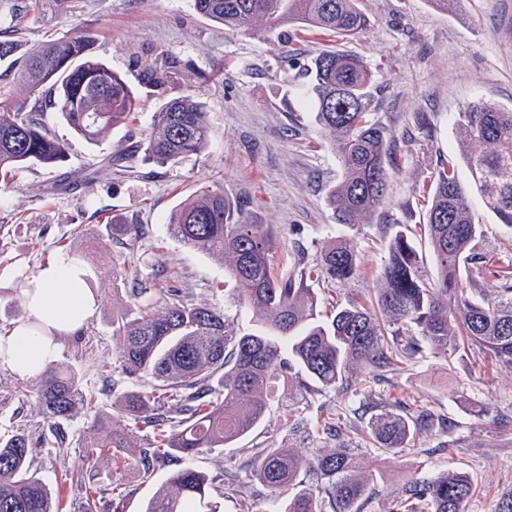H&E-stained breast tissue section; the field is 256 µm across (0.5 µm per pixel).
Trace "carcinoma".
<instances>
[{"label": "carcinoma", "mask_w": 512, "mask_h": 512, "mask_svg": "<svg viewBox=\"0 0 512 512\" xmlns=\"http://www.w3.org/2000/svg\"><path fill=\"white\" fill-rule=\"evenodd\" d=\"M83 0H0V13L33 15L50 22L74 14ZM358 0H194L197 13L232 29H279L299 23L309 30L351 38L365 29L367 16ZM19 44L0 31V177L31 163L65 161L67 145L43 120L54 110L89 142L105 139L135 109L131 87L90 52L83 35L51 39L20 56ZM173 63L163 59L143 68L156 84L168 82ZM316 121L329 132L340 176L328 194L336 223L343 226L376 219L385 222L389 170L397 168L394 139L372 118V73L353 54L325 49L305 68ZM25 97L14 103V93ZM463 159L485 207L498 223L512 228V109L487 103L469 105L456 120ZM208 127L202 106L188 93L164 102L155 112L149 137L134 152L161 166H174L202 153ZM427 238L436 280L424 274L412 240L398 232L388 244L380 273L381 288L370 305L350 303L323 314L307 279L317 273L342 283L360 272L354 247L336 239L319 255L314 269L283 276L273 260L278 237L269 224H255L231 211L224 190L205 188L177 205L170 235L184 246L218 257L234 282L237 303L256 316L257 329L239 333L220 309L195 303L172 285L161 301H140L132 316L112 319L121 342L123 372L150 377L152 391L133 388L122 394L136 428L149 432L135 447L125 430L107 428L85 445L82 456L65 468V477L84 499L82 512H98L97 488L88 472L106 459L118 465L139 453L147 482L158 464H170L165 484L142 512H217L212 497L224 495V481L190 465L194 457L222 448L252 433L263 421L278 383L292 384L312 396L336 387H356L360 407L380 402L363 375H381L430 347L452 359L460 349L512 367V270L498 274L497 299L479 293L490 272L476 246L482 225L472 218L468 191L453 167L441 164L429 197ZM405 336L389 343L387 336ZM40 414L58 445L66 440L62 423L95 409L92 394L67 368L44 373L33 385ZM426 409L401 414L391 408L368 424L379 448L395 452L434 424ZM322 431L341 438L346 419L330 414ZM32 443L16 433L0 438V512H60L50 489L30 472ZM245 473L271 492L270 512H361L372 475L363 471L357 448H262L242 463ZM320 483L303 485L300 473ZM477 494L471 476L439 471L417 476L392 512H466Z\"/></svg>", "instance_id": "1"}]
</instances>
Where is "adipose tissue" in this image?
<instances>
[{
    "mask_svg": "<svg viewBox=\"0 0 512 512\" xmlns=\"http://www.w3.org/2000/svg\"><path fill=\"white\" fill-rule=\"evenodd\" d=\"M84 270L66 259L47 264L31 276L23 290L26 314L12 330L0 334V365L23 378L34 377L54 363L56 341L82 329L94 316L95 301Z\"/></svg>",
    "mask_w": 512,
    "mask_h": 512,
    "instance_id": "adipose-tissue-1",
    "label": "adipose tissue"
}]
</instances>
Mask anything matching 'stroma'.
Here are the masks:
<instances>
[{
  "label": "stroma",
  "instance_id": "obj_1",
  "mask_svg": "<svg viewBox=\"0 0 512 512\" xmlns=\"http://www.w3.org/2000/svg\"><path fill=\"white\" fill-rule=\"evenodd\" d=\"M360 6L370 25L344 48L361 55L376 74L375 117L393 136L399 166L390 173L386 203L394 223L352 227L337 224L326 202L339 166L329 135L302 100L307 86L302 67L324 47V37L296 24L272 33L229 29L198 15L193 0H86L77 18L50 24L31 16L17 20L14 27L26 49L51 35L89 37L94 56L128 82L140 106L132 123L95 144L46 112L47 125L69 145L65 162L33 164L0 182V333L25 313L26 279L62 257L78 263L88 274L95 314L80 336L60 339L55 363L79 375L105 417L131 425L121 394L135 382L122 370L112 319L135 311L133 293L142 281H151L156 300L168 285L166 272L176 273L189 299L222 309L240 332L252 329L223 263L183 246L168 231L175 206L208 186H221L232 208L244 209L255 223L276 225L279 273L314 263L336 237L357 247L358 277L319 290L321 306L374 300L378 272L398 228L409 230L425 267H432L428 239L417 232L426 221L422 188L441 159L454 163L461 181L469 179L456 132L458 112L478 101L512 108V0H462L448 13L430 0H360ZM162 54L176 63L168 84L143 85L137 60ZM177 86L203 103L209 142L203 153L161 166L131 149L149 135L155 111ZM471 204L484 230L478 251L490 268H500L512 259V229L498 224L479 195H472ZM112 224H135L139 233L134 238L114 233L104 254L94 243ZM119 262L126 269L116 279L112 271ZM103 361L112 365L106 379L97 372ZM24 384L0 367V436L27 432L37 444L34 471L64 512H79L81 493L65 480L64 470L99 426L92 416L78 414L63 448H52L34 400L18 392ZM135 384L147 391L152 380ZM374 390L389 404L428 406L439 424L392 454L363 436L370 416L357 412L353 392L329 390L304 401L283 387L256 430L198 455L193 465L216 477L256 448L304 452L323 445L320 424L336 410L350 412V445L362 449L374 478L363 512H391L418 473L448 467L470 474L479 486L467 512H493L499 497L512 491V367L471 352L448 361L428 349L391 368ZM291 414L299 422L293 430L286 423ZM169 471L157 466L145 483L136 459L122 468L105 460L96 478L105 489L122 484L127 512H142ZM232 490V499L218 500L220 512H267L270 492L261 484L243 479Z\"/></svg>",
  "mask_w": 512,
  "mask_h": 512
}]
</instances>
